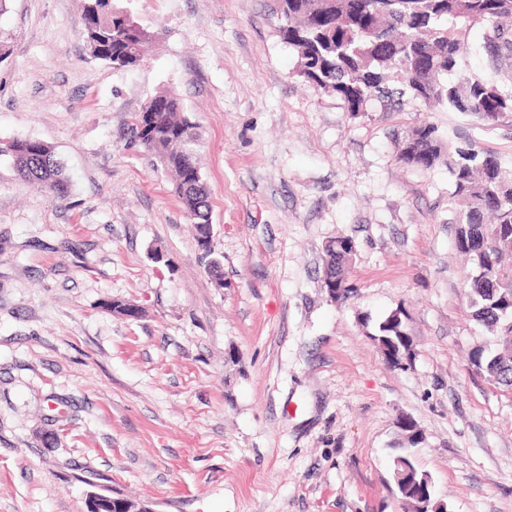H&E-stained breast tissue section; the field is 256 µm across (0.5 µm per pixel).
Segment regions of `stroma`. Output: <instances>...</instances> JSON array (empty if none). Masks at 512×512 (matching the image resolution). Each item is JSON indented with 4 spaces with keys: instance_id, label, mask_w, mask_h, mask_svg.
Instances as JSON below:
<instances>
[{
    "instance_id": "1",
    "label": "stroma",
    "mask_w": 512,
    "mask_h": 512,
    "mask_svg": "<svg viewBox=\"0 0 512 512\" xmlns=\"http://www.w3.org/2000/svg\"><path fill=\"white\" fill-rule=\"evenodd\" d=\"M121 3L151 37L132 69L92 58L84 0L0 14V141L51 144L70 177L53 199L0 156V512H87L92 491L153 512H409L406 416L446 512H512V388L470 361L498 338L470 317L448 171L397 159L433 123L510 166L512 122L408 97L349 112L300 75L277 0ZM459 31L472 72L512 81L486 28ZM164 90L199 128L218 281L131 139ZM337 237L355 246L339 302L321 282ZM395 314L400 367L375 340ZM380 335L375 337L378 343H384L389 345L388 339L401 340L404 339L406 342H402V355L405 356L408 353V357L411 356V343L408 336L402 331L401 319L399 317H391L386 319L379 327Z\"/></svg>"
}]
</instances>
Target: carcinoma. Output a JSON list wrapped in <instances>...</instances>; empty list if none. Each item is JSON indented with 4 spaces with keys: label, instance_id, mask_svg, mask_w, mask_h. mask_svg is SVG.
I'll use <instances>...</instances> for the list:
<instances>
[{
    "label": "carcinoma",
    "instance_id": "carcinoma-1",
    "mask_svg": "<svg viewBox=\"0 0 512 512\" xmlns=\"http://www.w3.org/2000/svg\"><path fill=\"white\" fill-rule=\"evenodd\" d=\"M282 39L297 49L301 75L320 89L341 96L358 112L372 98L405 94L448 112L496 123L512 118V87L491 76L467 71V47L448 21L491 28L494 52L512 53V30L499 25L512 17V0H281ZM84 32L91 55L116 69L136 67L148 35L124 21L113 0H88ZM182 106L167 91L153 96L135 115L134 142L175 176V192L195 224L196 241L212 235L209 193L195 162L198 139L181 115ZM12 158L17 175L53 197L68 192L63 166L47 143L31 138L0 142V156ZM398 159L412 169L448 170L449 204L455 213V245L471 266L466 288L472 317L498 336L503 351L483 346L471 364L495 382L512 387V166L473 145L462 147L433 123L414 129L398 142ZM350 239L337 238L325 249L323 272L349 288ZM405 340L401 319L391 317L375 340ZM415 485L400 493L409 505L418 494L433 495L432 482L413 474Z\"/></svg>",
    "mask_w": 512,
    "mask_h": 512
}]
</instances>
